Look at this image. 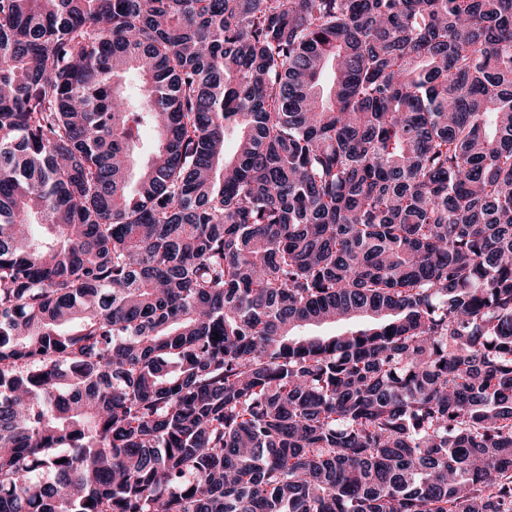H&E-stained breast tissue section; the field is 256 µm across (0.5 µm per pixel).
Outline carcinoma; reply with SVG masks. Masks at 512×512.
I'll return each mask as SVG.
<instances>
[{
	"mask_svg": "<svg viewBox=\"0 0 512 512\" xmlns=\"http://www.w3.org/2000/svg\"><path fill=\"white\" fill-rule=\"evenodd\" d=\"M0 512H512V0H0Z\"/></svg>",
	"mask_w": 512,
	"mask_h": 512,
	"instance_id": "cac0c4a2",
	"label": "carcinoma"
}]
</instances>
